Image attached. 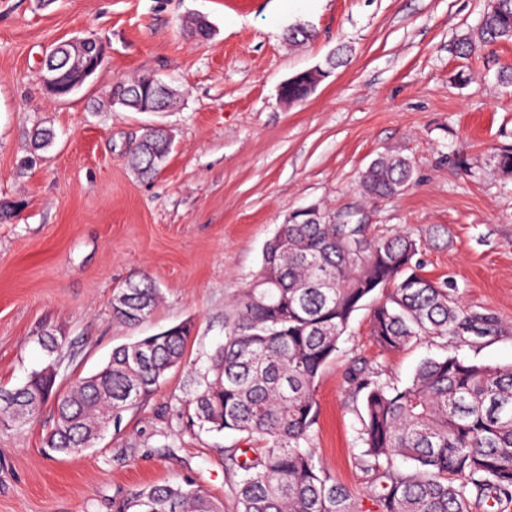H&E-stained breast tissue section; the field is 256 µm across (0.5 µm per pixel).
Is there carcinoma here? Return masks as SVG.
<instances>
[{
    "instance_id": "cac0c4a2",
    "label": "carcinoma",
    "mask_w": 512,
    "mask_h": 512,
    "mask_svg": "<svg viewBox=\"0 0 512 512\" xmlns=\"http://www.w3.org/2000/svg\"><path fill=\"white\" fill-rule=\"evenodd\" d=\"M183 31L194 41L212 35L200 15ZM511 40L512 0H488L454 53L468 59ZM286 93L296 101L310 95L305 73L288 78ZM176 98L175 91L160 96L150 75L119 82L110 93L112 104L124 99L132 112L168 111ZM168 154L163 135L149 132L128 162L150 178ZM491 161L512 175V148L494 150ZM412 179L410 158L385 153L361 173L359 189L370 199H391ZM423 244L411 232L375 237L367 224H329L315 214L279 225L266 243L253 282L237 294L224 343L204 369L188 373L183 400L191 423L259 444L224 449L236 512H360L358 500L317 461L312 427L318 379L353 314L376 293L384 299L372 310L371 332L382 353L427 337L495 331V321L466 313L447 285L420 273L414 259ZM159 299L160 289L143 275L114 295L112 317L138 325ZM192 332L186 321L117 346L100 371L75 378L65 391L48 368L33 371L21 387L0 389V425H25L50 404L46 453L80 454L182 364ZM349 383L364 411L356 466L371 476L367 495L377 512H472L485 500L512 502V365L448 355L423 361L401 388L363 369L351 370ZM398 456L414 468L397 469ZM112 512L224 510L186 483L131 489L112 498Z\"/></svg>"
}]
</instances>
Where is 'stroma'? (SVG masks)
Listing matches in <instances>:
<instances>
[{"instance_id":"obj_1","label":"stroma","mask_w":512,"mask_h":512,"mask_svg":"<svg viewBox=\"0 0 512 512\" xmlns=\"http://www.w3.org/2000/svg\"><path fill=\"white\" fill-rule=\"evenodd\" d=\"M486 0H0V388L54 363L57 382L99 370L115 346L189 321L187 366L205 367L224 340L233 298L261 266L262 250L289 215L319 207L327 220L372 231L426 235L418 259L464 309L498 331L469 342L428 338L381 354L370 307L354 313L317 383L316 456L360 498L370 478L355 465L361 403L347 373L361 365L404 386L429 358L453 353L512 363V176L490 162L512 146V41L472 59L454 42L474 28ZM201 15L205 43L182 25ZM304 24L314 40L288 46ZM95 36L101 66L76 94L49 98L40 61L52 45ZM346 64L303 101L284 105L281 83L323 66L337 45ZM149 74L177 89L171 112L106 104L113 85ZM172 147L159 173L139 178L130 148L146 126ZM53 144L32 152L36 129ZM409 156L414 179L400 196L365 199L359 175L378 154ZM467 155L470 172L453 162ZM150 276L163 299L142 324L112 317L114 292ZM56 330L67 347L49 360L39 343ZM186 371L123 415L97 444L68 456L42 447L51 407L22 428H0V512H112L117 492L191 482L235 512L224 450L230 432L189 427Z\"/></svg>"}]
</instances>
